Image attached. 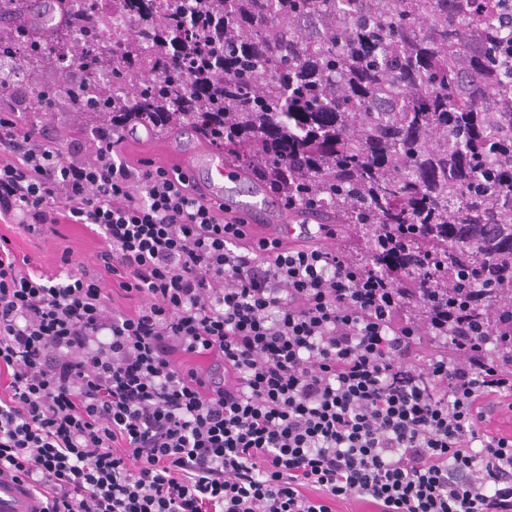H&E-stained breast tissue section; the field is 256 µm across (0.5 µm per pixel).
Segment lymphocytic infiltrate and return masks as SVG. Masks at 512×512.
I'll return each mask as SVG.
<instances>
[{"mask_svg": "<svg viewBox=\"0 0 512 512\" xmlns=\"http://www.w3.org/2000/svg\"><path fill=\"white\" fill-rule=\"evenodd\" d=\"M27 111L1 84L0 223L98 238L60 282L0 236V473L43 512H512V435L479 427L512 401L504 357L464 329L423 358L386 280L253 238L111 127L50 137Z\"/></svg>", "mask_w": 512, "mask_h": 512, "instance_id": "f902f5d3", "label": "lymphocytic infiltrate"}]
</instances>
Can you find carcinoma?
I'll return each mask as SVG.
<instances>
[{
    "instance_id": "obj_1",
    "label": "carcinoma",
    "mask_w": 512,
    "mask_h": 512,
    "mask_svg": "<svg viewBox=\"0 0 512 512\" xmlns=\"http://www.w3.org/2000/svg\"><path fill=\"white\" fill-rule=\"evenodd\" d=\"M51 47L40 21L0 31V76L68 50L85 77L65 102L139 123L189 125L285 201L361 238V272L415 293L434 348L467 311L472 338H512V26L490 0H112L130 39L106 56L82 0ZM483 31L479 52L467 47Z\"/></svg>"
}]
</instances>
